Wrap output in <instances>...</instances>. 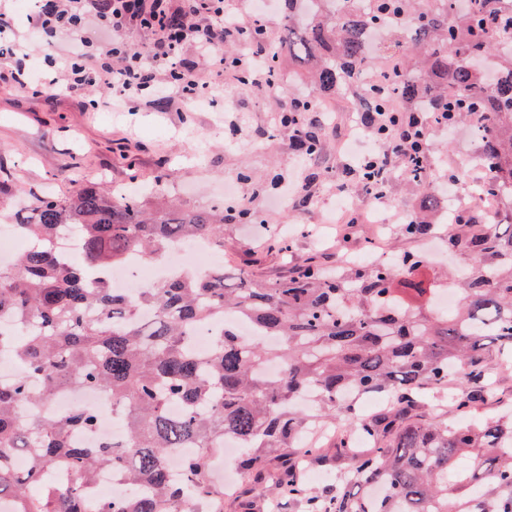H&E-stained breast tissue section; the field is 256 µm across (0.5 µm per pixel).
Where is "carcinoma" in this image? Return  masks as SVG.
Here are the masks:
<instances>
[{
    "instance_id": "obj_1",
    "label": "carcinoma",
    "mask_w": 512,
    "mask_h": 512,
    "mask_svg": "<svg viewBox=\"0 0 512 512\" xmlns=\"http://www.w3.org/2000/svg\"><path fill=\"white\" fill-rule=\"evenodd\" d=\"M333 14L305 11L284 0L288 51L311 66L319 87L332 92L356 80L368 62L369 32L405 23L421 66L396 60L371 103L414 100L423 112L446 110L476 120L483 138L480 195L512 186V13L498 0H345ZM20 236L33 241L12 268L0 267V355L24 373L0 384V497L13 512H87L96 473L108 467L129 486L99 512H224V486L211 480L212 454L232 436L243 448L239 467L254 483L268 477L255 449L293 448L312 423L340 421L348 435L336 452L351 461L336 489L318 497L301 477L302 462L282 456L272 490L309 512H512V418L450 427L419 413L425 402L446 403L454 369L457 408L473 410L490 395L484 351L493 346L512 365V230L492 224L480 239L448 234V249L476 259L451 316L407 303H430L433 289L419 276L422 260L374 263L326 273L309 260L277 282L252 266L183 273L143 289L130 302L110 283V270L131 252L153 260L173 243L207 239L224 250V205L209 209L149 208L139 193L86 185L65 197L39 195L9 210ZM71 226L81 257L59 259L55 242ZM227 315L253 324L244 341ZM223 323L211 348L192 347L199 328ZM77 387L104 392L122 415L126 434L99 448L75 446L70 434L97 425L93 412L54 419L23 417L17 407ZM386 393L391 403L366 418L346 403L350 394ZM182 407L180 415L172 405ZM32 458L29 472L10 467ZM71 482L57 479L60 462ZM177 461L186 478H170Z\"/></svg>"
}]
</instances>
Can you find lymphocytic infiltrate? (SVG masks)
Returning <instances> with one entry per match:
<instances>
[{
	"instance_id": "obj_1",
	"label": "lymphocytic infiltrate",
	"mask_w": 512,
	"mask_h": 512,
	"mask_svg": "<svg viewBox=\"0 0 512 512\" xmlns=\"http://www.w3.org/2000/svg\"><path fill=\"white\" fill-rule=\"evenodd\" d=\"M36 24L45 44L52 46L70 38L80 46L66 56H46L48 78H34L27 47L13 20L11 0H0V58L12 63L9 78L35 95L44 94L51 84L78 96L104 87L112 90L126 111L134 112L144 92L158 84L165 88L158 104L167 103L173 90L192 101L212 91L198 73L200 60L208 63L216 77L248 71L254 75L253 90H276L272 70L265 66L260 52L239 47L233 59L224 57V43H236L239 29L266 26L261 12L225 15L224 0H37ZM133 28L151 35L143 51L130 50L118 37L119 32ZM102 30L116 34L105 48L98 47L95 40ZM189 49L194 52L190 59L185 56ZM364 130L389 138L387 152L364 157L361 162L362 168L379 171L390 168L395 158L404 165L419 160L430 135L417 113L408 109H376Z\"/></svg>"
}]
</instances>
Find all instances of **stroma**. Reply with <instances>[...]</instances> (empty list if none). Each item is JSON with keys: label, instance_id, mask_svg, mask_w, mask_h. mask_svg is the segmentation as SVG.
Segmentation results:
<instances>
[{"label": "stroma", "instance_id": "stroma-1", "mask_svg": "<svg viewBox=\"0 0 512 512\" xmlns=\"http://www.w3.org/2000/svg\"><path fill=\"white\" fill-rule=\"evenodd\" d=\"M283 10L273 0L267 11L269 46L277 51V74L282 95L271 100L251 88L224 84L227 98L208 110L187 106L172 97L166 108L146 103L136 112L84 109L78 99L63 93L36 96L0 78V177L16 192L66 195L78 183L129 185L132 176L145 183L165 184L180 204L208 208L246 199L256 221H236L224 227V254L250 263L261 278L274 281L289 275L300 263L316 258L323 266L336 263L340 251L364 252L371 238L386 235L389 254L418 253L423 241L407 235L392 217L396 213H425L434 227L452 226L471 235L472 225L452 224L445 191H438L432 207H425L421 183L393 170L379 209L388 228L373 224L368 198L360 194L357 178L361 160L375 149L364 136L356 151L346 148V130L358 121L369 99L361 85L324 95L305 76V65L288 58L281 36ZM411 33L400 25L384 35L372 51L366 70L378 79L388 53L414 62L409 51ZM320 105L322 121L309 122L320 141L311 156H302L292 127L281 116L291 98ZM482 142L470 122H458L453 135L436 133L426 163L433 183L448 181L462 166L472 179L480 167L473 160ZM290 192L287 211L274 201ZM360 195V222L343 231L326 218L342 197Z\"/></svg>", "mask_w": 512, "mask_h": 512}]
</instances>
